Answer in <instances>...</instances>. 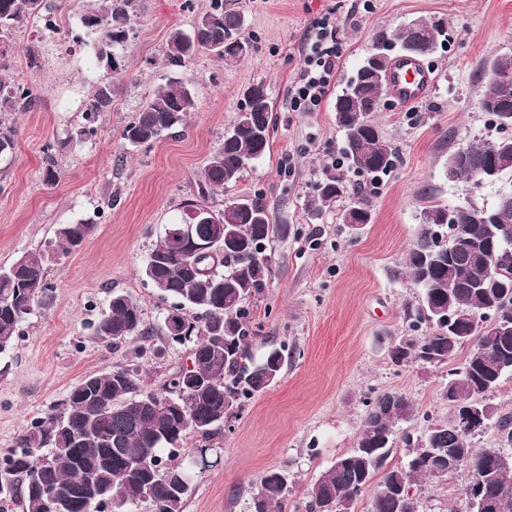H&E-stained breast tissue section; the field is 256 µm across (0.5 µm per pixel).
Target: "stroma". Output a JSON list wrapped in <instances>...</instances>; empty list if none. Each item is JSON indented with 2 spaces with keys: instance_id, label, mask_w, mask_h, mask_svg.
I'll return each mask as SVG.
<instances>
[{
  "instance_id": "stroma-1",
  "label": "stroma",
  "mask_w": 512,
  "mask_h": 512,
  "mask_svg": "<svg viewBox=\"0 0 512 512\" xmlns=\"http://www.w3.org/2000/svg\"><path fill=\"white\" fill-rule=\"evenodd\" d=\"M210 0H141L140 17L116 75L119 94L95 135L71 148L64 141L82 122L92 86L106 70L91 56L81 23L82 0H61L58 31L28 20L0 43V77L28 85L37 102L25 112H2L16 131L12 154L0 158V266L53 236L60 224L84 221L90 235L48 268L50 299L35 306L23 334L0 353V454L15 448L33 419L60 411L84 376L135 360L144 384L160 388L186 363V346L159 332L169 307L141 275L166 224L181 219L196 195L195 176L224 140L249 90L264 86L272 103L270 149L237 186L215 192L214 208L238 194L258 196L273 223L288 234L274 238L264 295L251 301L254 356L270 342L288 346L278 384L247 401L210 443L217 466L201 468L196 449L179 463L194 478L184 512H248L250 494L267 471L289 466L295 486L289 507L304 508L308 490L336 456L354 448L365 397L385 390L407 395L420 411L403 425L420 434L424 415L446 419V368L393 366L386 348L408 334L404 303L418 290L401 275L404 254L419 232L424 206L470 200L492 206L494 191L448 177V155L469 135L500 136L495 118L477 107L483 91L479 66L512 54V0H224L243 18L250 54L224 62L200 54L176 68L164 53L173 29L190 30ZM336 24L343 54L336 80L319 111L294 112L288 91L301 63L305 31L314 19ZM439 19L450 45L428 57L439 79L413 108L384 99L373 113L382 136L396 147L399 164L383 179L345 171L372 209L373 221L354 230L338 208L315 211L314 185L331 171L343 135L335 98L377 42L412 19ZM37 66H29L30 57ZM171 78L189 82L195 108L178 133L138 148L121 133L155 88ZM54 156L61 177L46 185L42 170ZM139 303L151 348L139 342L108 350L91 325L113 291ZM460 470L445 483L421 481L413 493L419 512H468Z\"/></svg>"
}]
</instances>
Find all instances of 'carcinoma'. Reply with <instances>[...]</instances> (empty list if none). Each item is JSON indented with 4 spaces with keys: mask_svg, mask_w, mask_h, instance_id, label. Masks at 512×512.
Listing matches in <instances>:
<instances>
[{
    "mask_svg": "<svg viewBox=\"0 0 512 512\" xmlns=\"http://www.w3.org/2000/svg\"><path fill=\"white\" fill-rule=\"evenodd\" d=\"M139 0H91L82 23L94 35L93 52L100 65L122 70L124 49L138 17ZM43 0H0V40L27 19L43 18ZM241 14L224 9V0H211L209 10L192 32H170L165 57L181 67L199 53L237 62L249 54L250 43L240 36ZM401 50L415 48L427 56L448 44V33L439 31V42L407 28L393 34ZM364 59L336 96V123L343 132L340 155L347 168L365 167L372 177L386 176L397 166V151L370 119L380 94ZM485 90L478 100L481 111L495 107L492 115L502 128H512V55L479 67ZM118 86L109 78L98 81L83 110V123L71 131L67 143L77 146L95 135L102 114L112 108ZM33 90L25 84L0 78V109L23 112L34 103ZM195 106L188 82L172 78L157 87L149 102L136 113L123 132L130 146L149 145L184 126ZM271 104L260 87L247 95L233 129L196 178V199L186 211H202L210 219L193 220L190 237L198 244L219 242L224 260L205 268L211 258L182 247L184 224H166L150 249L142 276L170 301L162 331L171 336L169 321H183L191 344V366L168 376L163 392L144 385L136 362L119 364L107 372L87 376L70 390L63 408L34 419L18 446L0 457V512H59L58 501L68 502L66 512H94L109 500L112 512H127L139 502L152 504L153 512H183L188 488L181 479L186 468L175 462L190 437L209 440L224 427V416L273 386L285 362V346L271 344L262 359L254 361L251 342L250 301L267 286L270 258L267 250L275 238L262 203L241 194L224 203L209 205L210 195L236 186L244 172L269 150ZM15 130L0 126V157L12 153ZM462 147L467 156L450 172L456 179L476 182L487 162L505 156L504 138L469 136ZM351 194L344 177L324 174L316 184L315 207L322 211ZM359 216V226L371 223L369 202L357 199L349 206ZM495 221L481 223L461 214L448 222L449 208L430 205L420 212V229L404 257L405 274L418 288L419 297L403 306L410 334L398 337L387 350L395 366L420 363L433 367L451 363L465 346L464 361L448 369L446 395L461 403L475 402L484 423L468 427L458 421H437L424 416L420 436L398 431V424L418 413L405 394L382 391L365 398L362 429L356 447L336 456L309 490L306 512H350L352 502L375 476L380 489L370 512H419L410 489L416 482L444 479L456 471L448 460L467 457L475 464L469 483L481 487L488 512H512V468L498 465L497 453L512 454V413L487 399L503 377L512 376V321L493 325V317L512 295L501 284L512 282V245L499 243L503 226L512 228V209L497 210ZM91 231L88 224H61L53 238L21 255L10 267L0 269V353L20 336V326L53 285L49 263L60 253L78 247ZM94 335L116 349L131 340L149 341L142 310L127 292L112 293L108 311L93 324ZM494 424L497 446L478 448L473 439ZM408 448L407 462L389 466L395 444ZM294 476L288 467L266 472L250 497L249 512H285Z\"/></svg>",
    "mask_w": 512,
    "mask_h": 512,
    "instance_id": "1",
    "label": "carcinoma"
}]
</instances>
